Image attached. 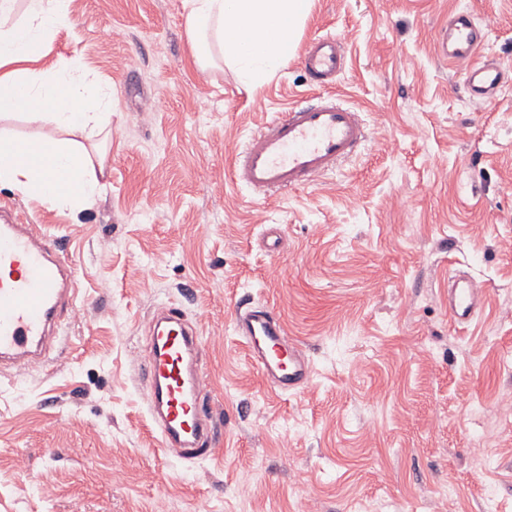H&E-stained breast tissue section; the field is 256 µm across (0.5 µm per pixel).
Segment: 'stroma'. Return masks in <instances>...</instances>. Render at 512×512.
<instances>
[{
    "label": "stroma",
    "mask_w": 512,
    "mask_h": 512,
    "mask_svg": "<svg viewBox=\"0 0 512 512\" xmlns=\"http://www.w3.org/2000/svg\"><path fill=\"white\" fill-rule=\"evenodd\" d=\"M67 10L41 64L79 60L111 94L105 189L75 214L0 187L58 239L80 298L54 364L0 378V512H512V0H314L298 44L341 41L333 90L370 138L267 200L232 183V153L317 94L300 55L251 87L195 63L183 0ZM458 11L504 72L490 102L438 52ZM455 274L483 292L463 327ZM246 299L310 359L302 391L251 363ZM167 305L200 332L207 459L164 447L148 413L139 363Z\"/></svg>",
    "instance_id": "obj_1"
}]
</instances>
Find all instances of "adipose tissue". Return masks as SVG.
I'll return each mask as SVG.
<instances>
[{
  "mask_svg": "<svg viewBox=\"0 0 512 512\" xmlns=\"http://www.w3.org/2000/svg\"><path fill=\"white\" fill-rule=\"evenodd\" d=\"M312 0H184L192 55L208 65L219 50L249 83L258 85L294 53ZM16 0H0V109L30 121H51L71 139L19 147L0 135V186L56 205L83 210L102 190L90 154L74 134L108 135L112 100L84 83L81 66L39 68L41 48L67 21L65 0H26L23 22L15 20Z\"/></svg>",
  "mask_w": 512,
  "mask_h": 512,
  "instance_id": "obj_1",
  "label": "adipose tissue"
}]
</instances>
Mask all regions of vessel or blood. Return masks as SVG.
<instances>
[{
    "label": "vessel or blood",
    "mask_w": 512,
    "mask_h": 512,
    "mask_svg": "<svg viewBox=\"0 0 512 512\" xmlns=\"http://www.w3.org/2000/svg\"><path fill=\"white\" fill-rule=\"evenodd\" d=\"M479 43L480 35L467 18L451 20L438 35L441 56L463 67L471 97L484 102L497 90L501 72L478 61ZM302 64L321 94L290 105L234 152L232 178L255 196L310 183L352 158L367 138L361 112L323 92L345 66L341 43L330 35L313 38ZM482 303L469 277L449 278L448 314L455 325L471 323ZM77 304L76 268L58 242L24 212L0 204V376L49 363L57 322L61 315L73 314ZM236 332L274 391L295 393L309 384L311 362L289 342L272 308L240 306ZM197 345V333L186 316L165 309L150 332L142 362L148 410L165 445L191 458L210 454L216 434L205 405L206 378L195 359Z\"/></svg>",
    "instance_id": "1"
}]
</instances>
